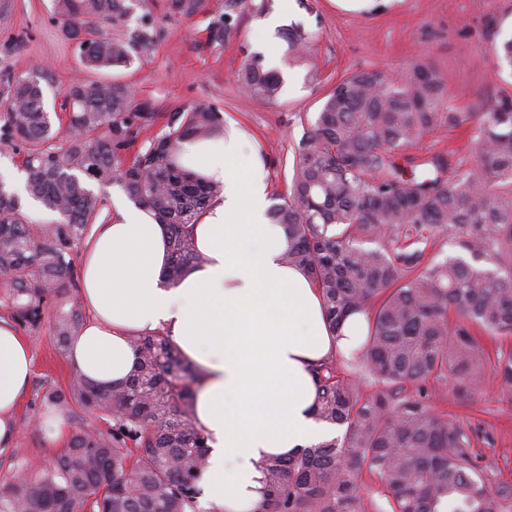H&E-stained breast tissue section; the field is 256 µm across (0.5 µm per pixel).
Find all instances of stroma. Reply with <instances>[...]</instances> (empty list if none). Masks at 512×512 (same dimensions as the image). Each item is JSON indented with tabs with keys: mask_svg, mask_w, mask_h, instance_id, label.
Wrapping results in <instances>:
<instances>
[{
	"mask_svg": "<svg viewBox=\"0 0 512 512\" xmlns=\"http://www.w3.org/2000/svg\"><path fill=\"white\" fill-rule=\"evenodd\" d=\"M249 9H235L230 42L208 41L209 24L222 16L225 0H204L191 18H170L165 0L152 11L158 49L149 60L112 70L110 80L129 85L138 101L153 104L161 115L196 105L218 108L226 130L239 133L257 149L267 174L270 196L283 193L292 176L293 151L304 128L299 114L318 112L332 82L342 73L383 68L398 74L415 60L439 70L453 105L480 111L512 95V71L498 70L494 47L512 34V0H391L374 11L344 12L334 0H254ZM272 14L285 24L299 23L314 35L306 57L288 49L279 31H265ZM278 47L279 74L284 77L277 101L256 100L237 80L246 55L262 53L266 41ZM45 66L47 109H55L62 92L79 73L76 52L52 13L51 0H0V70L27 74ZM426 157L449 156L452 165H468L473 154L463 131L443 128L425 136L411 150ZM32 349L30 386L16 414V436L0 448V490L23 461L51 463L80 427L95 426L88 412L64 415V429L49 441L40 423L54 410L43 398L47 389L64 388L74 372L58 353L49 327L19 329ZM439 413L489 438L482 444V464L490 478L512 483V388L488 377L483 395L460 400L453 383L443 384L435 403Z\"/></svg>",
	"mask_w": 512,
	"mask_h": 512,
	"instance_id": "35a3bbf8",
	"label": "stroma"
}]
</instances>
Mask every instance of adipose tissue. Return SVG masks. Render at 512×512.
<instances>
[{"instance_id": "1", "label": "adipose tissue", "mask_w": 512, "mask_h": 512, "mask_svg": "<svg viewBox=\"0 0 512 512\" xmlns=\"http://www.w3.org/2000/svg\"><path fill=\"white\" fill-rule=\"evenodd\" d=\"M181 164L224 186L192 227L204 263L169 284L166 226L144 208L118 206L84 245L90 319L70 359L83 378L116 385L138 361L130 336H168L200 376L195 413L210 447L203 496L220 512H255L264 461L329 436L313 415L312 366L349 355L367 325L354 315L333 330L309 274L286 262L287 231L266 215L263 162L241 135L190 143ZM31 374L29 343L0 320L1 447L15 437Z\"/></svg>"}]
</instances>
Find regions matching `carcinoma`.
I'll use <instances>...</instances> for the list:
<instances>
[{
	"mask_svg": "<svg viewBox=\"0 0 512 512\" xmlns=\"http://www.w3.org/2000/svg\"><path fill=\"white\" fill-rule=\"evenodd\" d=\"M150 5L53 0L80 70L90 72L154 55ZM202 7L203 0H166L172 16L189 18ZM230 17L210 23V41H230ZM285 38L303 54L314 36L296 24ZM495 56L512 70V36ZM44 79L41 68L25 77L0 72V143L21 155L27 196L55 214L48 224L31 223L0 183V303L32 331L49 322L66 355L84 321L73 253L102 215L103 189L119 184L167 225L166 278L178 281L205 261L189 226L223 191L180 157L185 144L217 141L225 127L216 108L183 109L136 148L135 129L154 124L157 113L129 86L77 77L63 90L62 112L52 114ZM238 79L265 102L283 87L258 54L245 58ZM299 120L305 131L291 184L270 215L288 227L286 259L310 273L332 326L363 313L368 332L344 372L332 359L313 369L315 417L343 435L266 460L256 512H365V471L384 489L383 512H512V484L490 489L476 435L432 404L448 379L464 397L482 394L487 358L477 332L512 338V97L481 112L452 106L443 75L415 61L395 79L377 68L347 74L315 115ZM464 126L472 164L450 170L438 155L410 169L400 163L426 134ZM440 234L462 254L426 256ZM131 343L138 366L125 383L76 376L47 391L49 404L63 412L76 404L102 425L77 430L51 464L8 482L0 512H196L208 457L196 422V372L167 336ZM491 374L512 386V345L496 352ZM364 385L377 392L364 395Z\"/></svg>",
	"mask_w": 512,
	"mask_h": 512,
	"instance_id": "1",
	"label": "carcinoma"
}]
</instances>
